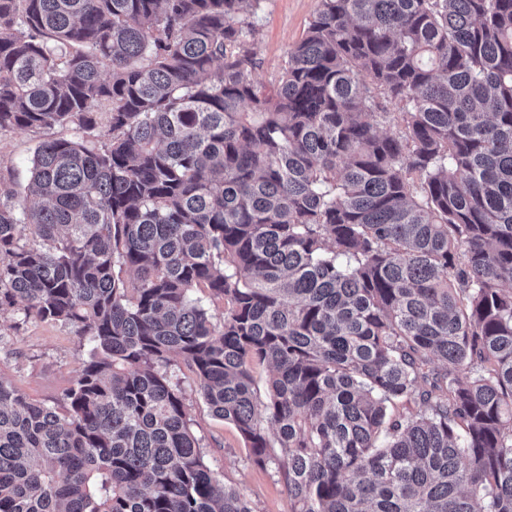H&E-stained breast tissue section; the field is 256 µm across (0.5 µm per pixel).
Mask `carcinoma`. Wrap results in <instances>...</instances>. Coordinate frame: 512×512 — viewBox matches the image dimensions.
Returning a JSON list of instances; mask_svg holds the SVG:
<instances>
[{
  "mask_svg": "<svg viewBox=\"0 0 512 512\" xmlns=\"http://www.w3.org/2000/svg\"><path fill=\"white\" fill-rule=\"evenodd\" d=\"M264 2L0 0V134L69 132L0 177V316L91 344L0 377V512H253L174 355L288 512H512V0H318L271 91ZM12 315L0 317L10 343L0 350V375L30 399L60 400L78 374L89 349L85 339L60 324L29 322L15 333ZM174 381L182 383L188 399L192 430L200 439L204 460L219 473L225 488H234L254 512H288L287 492L274 467L252 463L235 427L212 415L206 403L192 391L190 373L175 368Z\"/></svg>",
  "mask_w": 512,
  "mask_h": 512,
  "instance_id": "cac0c4a2",
  "label": "carcinoma"
}]
</instances>
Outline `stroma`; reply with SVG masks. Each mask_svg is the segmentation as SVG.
<instances>
[{
  "instance_id": "stroma-1",
  "label": "stroma",
  "mask_w": 512,
  "mask_h": 512,
  "mask_svg": "<svg viewBox=\"0 0 512 512\" xmlns=\"http://www.w3.org/2000/svg\"><path fill=\"white\" fill-rule=\"evenodd\" d=\"M317 6L318 0H265L254 18L253 50L260 61L254 80L268 85L278 79L289 47L302 36ZM60 134L57 128L1 134L0 170L12 173L15 181H25L37 143ZM12 323V316L0 317V332L11 337L0 348V376L32 400H60L77 377L89 349L87 341L59 324L31 322L15 333ZM174 377L187 390L192 430L201 441L204 460L224 486L239 491L253 512H287L286 488L276 470L252 463L235 427L214 417L192 391L188 371H175Z\"/></svg>"
}]
</instances>
